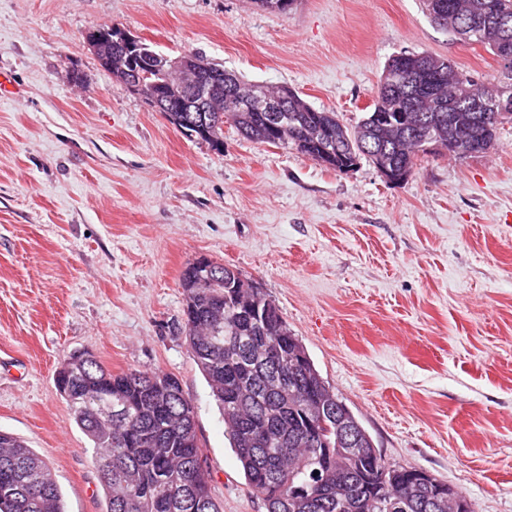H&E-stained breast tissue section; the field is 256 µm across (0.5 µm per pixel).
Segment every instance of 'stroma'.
I'll list each match as a JSON object with an SVG mask.
<instances>
[{
	"instance_id": "1",
	"label": "stroma",
	"mask_w": 512,
	"mask_h": 512,
	"mask_svg": "<svg viewBox=\"0 0 512 512\" xmlns=\"http://www.w3.org/2000/svg\"><path fill=\"white\" fill-rule=\"evenodd\" d=\"M117 26L298 91L354 127L387 60L426 52L487 79L422 0H0V430L52 468L67 512H103L93 449L55 387L87 350L170 372L195 407L222 512H266L188 346L181 273L205 255L253 280L386 463L512 512V122L489 152L419 157L387 182L224 128L185 138L85 44Z\"/></svg>"
}]
</instances>
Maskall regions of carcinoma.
<instances>
[{"mask_svg":"<svg viewBox=\"0 0 512 512\" xmlns=\"http://www.w3.org/2000/svg\"><path fill=\"white\" fill-rule=\"evenodd\" d=\"M443 5V29L465 44H480L506 71L507 80L477 82L442 57L402 53L385 64L373 108L353 129L334 112L316 109L292 88L280 113L288 142L318 164L346 171L364 158L372 165L387 161L391 182L411 176L421 154L442 153L448 139L496 141L499 125L482 118L477 101L495 93L497 111L512 119V0H422L425 9ZM108 58L122 62L129 75L149 91L183 100V112L166 119L186 129L183 94L192 81L162 65L164 55L139 41L114 52L121 29L97 27ZM221 76L213 105L221 122L206 132L186 135L211 145L224 143V123L242 135L269 143L268 113L236 104L231 91L249 85L234 72L206 62ZM415 114L400 122V111ZM317 132L312 139L306 133ZM233 268L215 263L212 277H193L192 264L181 274L184 323L191 353L205 376L224 417L225 432L240 462L246 484L257 492L266 512H452L448 500L414 480L421 470L389 466L360 420L324 381L311 361L299 360L301 340L286 334L288 323L278 307L267 312L265 297L234 296L224 288ZM79 366L56 380L76 425L93 444L94 464L105 493V512H220L209 489V474L195 428V411L180 380L170 373L128 371L114 374L92 354L69 355ZM118 396L128 415L98 412L96 402ZM336 413L342 408L353 423L357 446L342 452L344 431L327 420L313 428L311 404ZM0 512H66L49 465L17 436L0 431Z\"/></svg>","mask_w":512,"mask_h":512,"instance_id":"cac0c4a2","label":"carcinoma"}]
</instances>
